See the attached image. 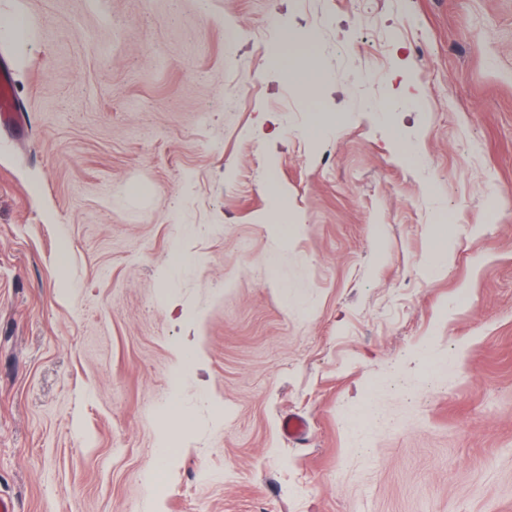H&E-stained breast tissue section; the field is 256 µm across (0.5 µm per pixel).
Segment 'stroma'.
<instances>
[{"instance_id":"1","label":"stroma","mask_w":512,"mask_h":512,"mask_svg":"<svg viewBox=\"0 0 512 512\" xmlns=\"http://www.w3.org/2000/svg\"><path fill=\"white\" fill-rule=\"evenodd\" d=\"M11 19L0 493L512 512V0H0Z\"/></svg>"}]
</instances>
